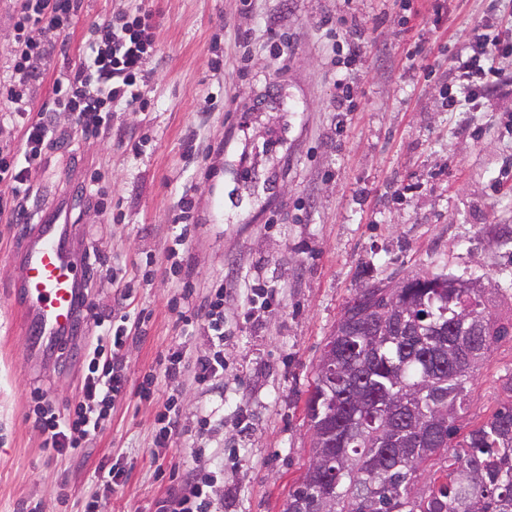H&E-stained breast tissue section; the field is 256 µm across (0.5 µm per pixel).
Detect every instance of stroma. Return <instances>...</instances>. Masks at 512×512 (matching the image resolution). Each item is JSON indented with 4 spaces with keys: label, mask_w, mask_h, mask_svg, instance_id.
<instances>
[{
    "label": "stroma",
    "mask_w": 512,
    "mask_h": 512,
    "mask_svg": "<svg viewBox=\"0 0 512 512\" xmlns=\"http://www.w3.org/2000/svg\"><path fill=\"white\" fill-rule=\"evenodd\" d=\"M152 9L160 26L149 105L112 112L111 133L70 128L31 174L25 224L0 222V512H158L188 473L214 477L211 512H283L311 458L305 400L324 344L356 291L392 279L445 273L485 285L491 312L512 317V81L478 109L443 107L458 94L457 54L474 24L512 33V0H84L64 48L47 59L36 103L83 50L105 16ZM353 11L367 55L354 109H335L343 42L323 19ZM288 36L280 57L266 27ZM250 31L244 51L237 36ZM250 61H243V53ZM193 200L185 265L224 288L221 389L159 377L178 346L208 351L203 325L183 328L165 239L181 194ZM71 211L72 255L102 315L135 322L120 351L126 389L103 429L74 456L42 449L34 390L57 409L82 400L95 340L81 321L62 352L36 357L25 333L17 253L49 205ZM100 264L90 267L89 252ZM129 295L113 301L116 284ZM271 294L250 308L246 291ZM157 375L151 399L140 397ZM512 339L498 342L469 383V414L487 418L508 396ZM174 399L191 435L155 445ZM122 471L118 492L101 465Z\"/></svg>",
    "instance_id": "1"
}]
</instances>
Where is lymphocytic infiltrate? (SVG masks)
<instances>
[{
	"instance_id": "lymphocytic-infiltrate-1",
	"label": "lymphocytic infiltrate",
	"mask_w": 512,
	"mask_h": 512,
	"mask_svg": "<svg viewBox=\"0 0 512 512\" xmlns=\"http://www.w3.org/2000/svg\"><path fill=\"white\" fill-rule=\"evenodd\" d=\"M17 18L9 49L12 64L0 78V117L19 134L17 145L0 146V217L8 223L28 221L29 174L44 164L56 140L43 120L44 113L78 114L85 129L100 134L108 112H137L146 105L144 88L150 74L147 61L156 53L159 22L149 9H138L92 25L85 48L54 83L53 100L36 104L34 87L43 76L46 60L62 34L78 18L82 0H14ZM512 57V40L482 33L470 40L455 65L461 77L460 97H449V107L459 101L476 103L495 91L499 73L495 59ZM209 338L208 353L186 355L180 348L167 351L161 362L164 376L181 372L199 383L219 380L224 374V299L210 300L202 315ZM100 330L92 354L95 358L82 381L86 397L98 407L77 405L73 412L59 414L43 409L37 424L46 453L74 454L99 433L102 408L125 389L126 380L119 351L125 327H112L95 317Z\"/></svg>"
}]
</instances>
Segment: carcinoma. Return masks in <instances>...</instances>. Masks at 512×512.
Returning a JSON list of instances; mask_svg holds the SVG:
<instances>
[{"mask_svg": "<svg viewBox=\"0 0 512 512\" xmlns=\"http://www.w3.org/2000/svg\"><path fill=\"white\" fill-rule=\"evenodd\" d=\"M459 283L457 288H398L405 328L380 339L368 354L358 336L336 338V377L317 369L306 400L336 408V428L355 432L348 448L313 445L322 457L288 492L284 512H322L324 486L335 512H512V403L460 434L467 414L466 384L512 321L492 319L486 289L466 288L447 274L412 279ZM380 299L363 288L345 305L355 318L377 314ZM457 317L474 322L473 336H439L436 326ZM453 452H448V448ZM429 482L417 487L422 475Z\"/></svg>", "mask_w": 512, "mask_h": 512, "instance_id": "1", "label": "carcinoma"}]
</instances>
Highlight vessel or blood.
Instances as JSON below:
<instances>
[{"instance_id": "1", "label": "vessel or blood", "mask_w": 512, "mask_h": 512, "mask_svg": "<svg viewBox=\"0 0 512 512\" xmlns=\"http://www.w3.org/2000/svg\"><path fill=\"white\" fill-rule=\"evenodd\" d=\"M71 219L54 210L38 224L19 258L18 288L35 349L55 348L75 330L82 290L70 248Z\"/></svg>"}]
</instances>
